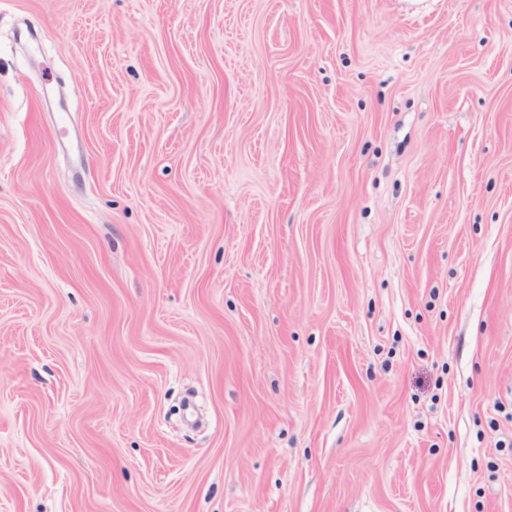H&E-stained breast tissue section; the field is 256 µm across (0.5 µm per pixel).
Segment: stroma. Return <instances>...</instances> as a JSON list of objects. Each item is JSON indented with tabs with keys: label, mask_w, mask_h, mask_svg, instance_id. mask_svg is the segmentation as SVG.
<instances>
[{
	"label": "stroma",
	"mask_w": 512,
	"mask_h": 512,
	"mask_svg": "<svg viewBox=\"0 0 512 512\" xmlns=\"http://www.w3.org/2000/svg\"><path fill=\"white\" fill-rule=\"evenodd\" d=\"M0 512H512V0H0Z\"/></svg>",
	"instance_id": "obj_1"
}]
</instances>
